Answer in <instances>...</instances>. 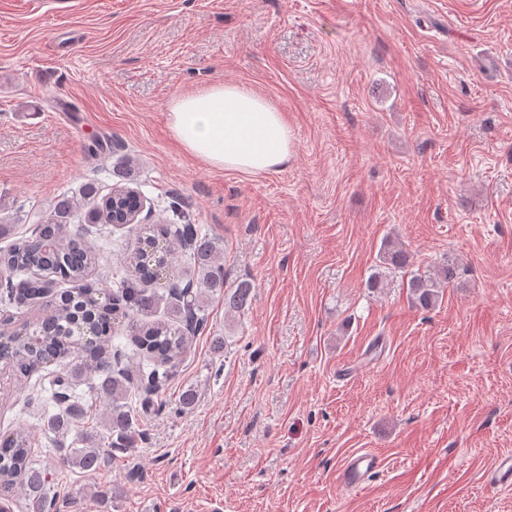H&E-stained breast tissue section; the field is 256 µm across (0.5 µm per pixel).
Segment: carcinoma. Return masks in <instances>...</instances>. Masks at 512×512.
Masks as SVG:
<instances>
[{
    "label": "carcinoma",
    "instance_id": "1",
    "mask_svg": "<svg viewBox=\"0 0 512 512\" xmlns=\"http://www.w3.org/2000/svg\"><path fill=\"white\" fill-rule=\"evenodd\" d=\"M131 188L118 187L101 197L95 182L83 185L80 199L62 196L53 210L39 221L30 235L0 248V304L26 307L38 304L46 314L23 335L0 332V362L27 379L59 358H67V370L51 380L46 403L57 408L44 413L41 431L62 439L74 434L72 445L59 448V465L97 472L116 453H126L143 435L144 417L163 406L165 393L195 334L207 324L206 299L224 293L227 273L218 260L214 239L201 234L198 224H187L180 200L172 198L168 210L179 224H158L142 246L131 253L128 266L134 278L121 277L115 288H101L88 279L99 253L85 239L83 225L111 224L133 205ZM184 248L181 257L197 272V278L173 281L165 321L147 323L143 318L160 300L156 284L164 279L172 250L166 243ZM382 261L393 270L409 265L408 255L387 244ZM56 276L72 288L53 296L55 282L37 276ZM456 277V267L445 264L433 274L410 275L407 281L412 302L423 309L438 304L442 288ZM125 336L133 346L126 355L121 344L109 338ZM138 360L136 369L123 364L124 357ZM88 387V396L76 392ZM107 403L104 431L94 434L85 427L95 400ZM33 441L24 431L0 440V495L9 497L20 489L33 512H60L51 494L48 472L36 466Z\"/></svg>",
    "mask_w": 512,
    "mask_h": 512
}]
</instances>
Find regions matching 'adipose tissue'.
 I'll return each instance as SVG.
<instances>
[{"label":"adipose tissue","mask_w":512,"mask_h":512,"mask_svg":"<svg viewBox=\"0 0 512 512\" xmlns=\"http://www.w3.org/2000/svg\"><path fill=\"white\" fill-rule=\"evenodd\" d=\"M168 121L180 146L216 169L276 171L293 152L283 112L234 83L175 97Z\"/></svg>","instance_id":"obj_1"}]
</instances>
